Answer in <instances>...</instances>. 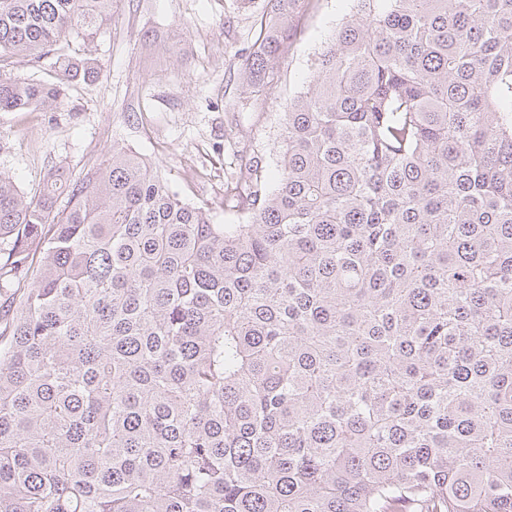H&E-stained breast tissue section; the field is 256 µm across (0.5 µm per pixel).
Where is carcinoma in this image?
I'll return each instance as SVG.
<instances>
[{
    "mask_svg": "<svg viewBox=\"0 0 512 512\" xmlns=\"http://www.w3.org/2000/svg\"><path fill=\"white\" fill-rule=\"evenodd\" d=\"M307 0H268L238 107ZM213 224L141 157L0 171V512H512V0H349ZM115 0H0V112ZM68 198L57 208L58 198ZM34 56L20 55L16 56L14 64L10 67V75L40 80H51L54 75V68L52 65L55 62L53 56L48 55L37 61Z\"/></svg>",
    "mask_w": 512,
    "mask_h": 512,
    "instance_id": "carcinoma-1",
    "label": "carcinoma"
}]
</instances>
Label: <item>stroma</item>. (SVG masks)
Listing matches in <instances>:
<instances>
[{
    "mask_svg": "<svg viewBox=\"0 0 512 512\" xmlns=\"http://www.w3.org/2000/svg\"><path fill=\"white\" fill-rule=\"evenodd\" d=\"M346 8V0H312L278 83L231 114L238 90L229 72L253 41V10L236 0H116L111 20L86 43L102 65L97 77L70 81L57 109L0 113V170L29 192L60 168L84 175L117 142L184 200L208 206L213 223H237L224 209V173L235 160L225 143L276 170L280 117Z\"/></svg>",
    "mask_w": 512,
    "mask_h": 512,
    "instance_id": "obj_1",
    "label": "stroma"
}]
</instances>
